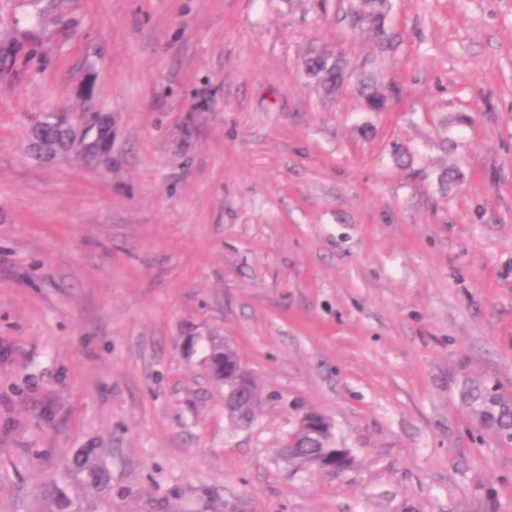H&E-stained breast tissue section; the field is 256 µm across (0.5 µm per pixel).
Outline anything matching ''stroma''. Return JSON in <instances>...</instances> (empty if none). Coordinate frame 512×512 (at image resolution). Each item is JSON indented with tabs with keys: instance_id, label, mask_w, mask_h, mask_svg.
I'll list each match as a JSON object with an SVG mask.
<instances>
[{
	"instance_id": "35a3bbf8",
	"label": "stroma",
	"mask_w": 512,
	"mask_h": 512,
	"mask_svg": "<svg viewBox=\"0 0 512 512\" xmlns=\"http://www.w3.org/2000/svg\"><path fill=\"white\" fill-rule=\"evenodd\" d=\"M391 3L385 45L349 0H0V43L40 37L0 79V512L86 449L82 512H512V444L459 398L512 392V0ZM322 46L391 108L317 89ZM88 85L111 166L32 157ZM301 409L354 467L283 456ZM358 91L375 112L385 111L397 93L392 86L379 85L371 74H364L359 78ZM209 357L218 365L223 362L224 345L222 342L213 341L211 343ZM251 374L243 361L238 357L229 360H226L224 357V389L226 386H229L240 397L239 401L234 400L229 403L224 394V406L227 409L234 408L236 419L242 426H247L251 423L252 412L256 413L262 405V403L257 404L253 411L248 407L253 395V387L250 384ZM226 381L228 382L225 383ZM242 387L247 389V396L245 398H243Z\"/></svg>"
}]
</instances>
